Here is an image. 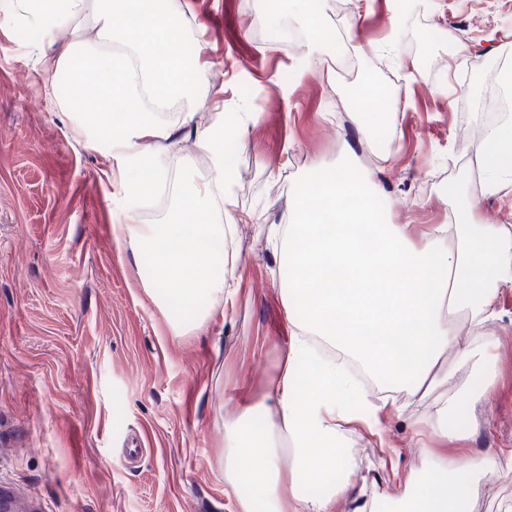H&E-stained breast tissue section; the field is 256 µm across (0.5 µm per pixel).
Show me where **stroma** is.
<instances>
[{"instance_id":"stroma-1","label":"stroma","mask_w":512,"mask_h":512,"mask_svg":"<svg viewBox=\"0 0 512 512\" xmlns=\"http://www.w3.org/2000/svg\"><path fill=\"white\" fill-rule=\"evenodd\" d=\"M270 3L185 0L190 28L203 30L211 101L256 115L226 141L237 158L240 220L225 257L236 295L201 330L199 308L159 304L148 288L150 262L116 222L127 207L105 175V148L73 134L31 51L38 34L0 25V479L31 512H238L224 434L242 404L273 405L291 342L279 241L317 167L363 169L389 221L418 239L449 223L454 187L475 196L484 223L512 225V183L483 193L473 163L484 130L512 120L488 110L499 63L512 60V0H425L404 18L389 0H330L329 73L304 66L313 36L302 17ZM350 29L361 52L344 40ZM391 35L394 58L374 49ZM373 82L395 113L369 127L357 97ZM210 122L177 126L157 149L167 180L132 209L136 223L172 217L184 168L208 176L195 129ZM468 340L497 346L471 438L409 448L407 422L431 401L403 419L381 412L384 440L365 430L344 439L353 470L339 512H394V501L372 500L392 482L388 446L400 447L404 473L422 471L428 451L512 448V288L501 291L498 318ZM134 438L145 453L133 467L124 451ZM505 500L512 472L491 470L470 510L497 512Z\"/></svg>"}]
</instances>
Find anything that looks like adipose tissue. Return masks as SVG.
Listing matches in <instances>:
<instances>
[{"mask_svg": "<svg viewBox=\"0 0 512 512\" xmlns=\"http://www.w3.org/2000/svg\"><path fill=\"white\" fill-rule=\"evenodd\" d=\"M14 15L42 37L38 50L54 79L95 78L93 108L64 99L59 106L76 134L91 142L105 137L123 171V198L152 194L161 179L151 170L152 145L171 135L165 112L177 106V122L191 124L209 106L200 81L203 44L195 42L189 55L181 49L182 0H66L62 11L57 0H14ZM87 26L94 39L85 38ZM63 28L70 39L55 41ZM254 118L220 114L200 130L210 175L199 181L185 173L181 212L207 213L220 202L233 207L235 174L224 163V135H243ZM477 157L485 191L512 182L511 121L485 130ZM452 195V223L430 225L418 242L409 225L389 223L378 190L357 167L318 169L301 185L284 243L282 293L292 341L275 391L278 417L255 427L263 411L248 405L225 433V480L257 488L268 512H336L347 492L344 484L315 496L302 488L348 467L339 449L346 432L358 424L377 428L379 408L348 362L414 399L447 386L461 364L470 368V388L487 386L495 356L490 347L465 343L462 330L496 319L501 289L512 288V225L481 223L473 198L457 189ZM125 228L151 256L153 281L168 301L233 302L234 285L215 271L232 225L129 222ZM451 354L458 365L448 364ZM478 403L474 396L441 399L408 432L415 439L427 430L444 442L463 439L459 418L475 413ZM491 469L512 472V448L432 456L424 475L406 479L399 512H469L475 481Z\"/></svg>", "mask_w": 512, "mask_h": 512, "instance_id": "obj_1", "label": "adipose tissue"}]
</instances>
